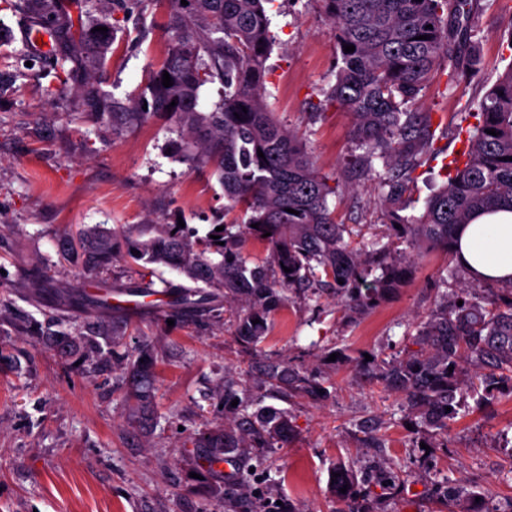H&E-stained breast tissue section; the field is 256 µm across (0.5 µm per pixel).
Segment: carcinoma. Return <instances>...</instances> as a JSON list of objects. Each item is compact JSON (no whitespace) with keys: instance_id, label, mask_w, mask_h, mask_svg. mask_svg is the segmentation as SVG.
Here are the masks:
<instances>
[{"instance_id":"carcinoma-1","label":"carcinoma","mask_w":512,"mask_h":512,"mask_svg":"<svg viewBox=\"0 0 512 512\" xmlns=\"http://www.w3.org/2000/svg\"><path fill=\"white\" fill-rule=\"evenodd\" d=\"M169 0L163 25L170 39L166 56L147 73L139 99L124 106L102 88L112 52L110 22L115 11L129 12L141 0H11L31 32L46 28L52 36L47 52L52 66L64 73L81 95L85 121L119 135L151 120L179 126L189 137L176 147L191 166L208 167L224 189L225 215L248 216L249 236L273 246L274 269L250 267L240 253L223 244L226 231L201 240L188 227L148 225L127 239L129 251L147 265L168 267L191 285H167V305L195 311L222 296L243 299L250 311L236 319L234 336L255 345L267 333L270 313L283 308L290 287H330L346 297L351 312L374 307L412 279L414 260L397 256L402 243L440 250L456 261L454 244L460 227L473 216L501 206L512 208V65L480 102L478 121L468 136L463 159L453 160L448 181L426 200L418 215H404L403 199L411 191L421 156L433 149L435 129L429 114L411 106L434 78L441 58L448 57L447 85L472 77L482 60L474 49L485 9L468 0H318L336 30L339 52L334 84L326 102L351 111L356 149L352 167L375 179L383 190L385 238L353 244L347 226L336 220L329 196L336 188L314 167L302 139L283 128L264 101L266 60L273 38L266 5L274 0ZM97 26L106 33L92 32ZM427 39L420 40L418 36ZM355 50L346 53L343 45ZM168 72L173 85L162 84ZM218 81L224 95L211 111L199 107L198 90ZM174 107H169L171 102ZM147 109H142V106ZM496 130V135L488 131ZM264 157H258V152ZM298 214L287 212V209ZM270 236L263 237V234ZM119 248L118 233L100 224L67 234L63 255L87 270L110 263ZM289 271H284V268ZM380 274L366 292L360 283L374 270ZM38 294L70 309L105 307L90 294L51 286L41 276ZM442 303L416 326L412 344L400 359L379 362L381 379L406 393L407 405L436 436H448L459 410V373L469 366L479 378L478 402L512 391V280L478 296L463 290V304ZM259 323H253V320ZM45 342L64 356L100 361L109 352L92 336L55 335ZM129 398L140 425L151 418L154 359L143 348L127 354ZM453 371H448V368ZM264 383L283 395L320 397L324 383L284 360L261 365ZM294 433L288 414L267 406L244 412L237 426L192 439L204 459L228 457L240 448L284 445ZM336 488L346 512H365L353 477L336 468Z\"/></svg>"}]
</instances>
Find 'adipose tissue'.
<instances>
[{"label":"adipose tissue","mask_w":512,"mask_h":512,"mask_svg":"<svg viewBox=\"0 0 512 512\" xmlns=\"http://www.w3.org/2000/svg\"><path fill=\"white\" fill-rule=\"evenodd\" d=\"M455 250L476 278L512 279V210L499 208L476 216L461 229Z\"/></svg>","instance_id":"ef3b65f1"}]
</instances>
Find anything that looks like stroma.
I'll list each match as a JSON object with an SVG mask.
<instances>
[{
	"instance_id": "obj_1",
	"label": "stroma",
	"mask_w": 512,
	"mask_h": 512,
	"mask_svg": "<svg viewBox=\"0 0 512 512\" xmlns=\"http://www.w3.org/2000/svg\"><path fill=\"white\" fill-rule=\"evenodd\" d=\"M168 0H145L140 19L116 13L115 41L104 90L129 105L161 62ZM274 46L266 62L265 102L275 120L301 135L315 167L336 186L331 204L349 231L384 235L375 181L348 171L354 152L352 118L325 104L335 81L333 25L317 0H273ZM0 73L12 76L0 94V512H342L332 474L342 465L356 477L370 512H456L441 493L467 487L493 507L512 504V394L477 406L469 376H461V406L447 446L408 410L402 393L360 375L367 357L390 358L405 332L433 309L448 259L426 251L412 281L357 318L332 292L288 291L286 306L268 319L264 340L234 337L244 302H214L193 318L161 311L115 329L108 363L75 362L40 334L73 332L112 319L109 310L61 309L29 297L38 272L56 287L91 291L122 285L144 272L116 257L89 274L60 256L71 228L101 224L118 230L183 221L197 236L224 222V191L216 176L169 150L182 140L169 122L152 121L120 136L84 121L76 91L61 92L53 67L28 64L24 25L0 0ZM512 18L483 26L475 38L483 60L478 77L447 87L441 64L415 106L439 120L434 153L414 173L408 211L420 213L446 166L465 150L467 132L485 93L512 63L503 35ZM157 361L153 422L140 429L130 415L124 359L136 346ZM283 358L328 379L317 400L282 398L261 385L258 359ZM239 399L288 413V446L242 448L232 466L209 469L190 439L223 429L241 407L224 399L225 381ZM388 471L404 475L399 490H381Z\"/></svg>"
}]
</instances>
